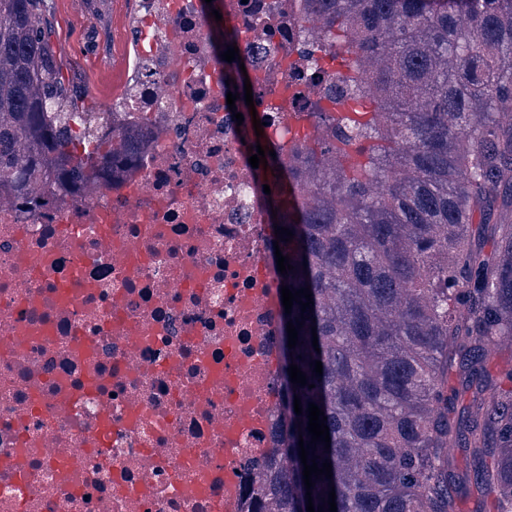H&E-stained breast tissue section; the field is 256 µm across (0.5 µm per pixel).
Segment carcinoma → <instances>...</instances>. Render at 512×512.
Wrapping results in <instances>:
<instances>
[{
    "label": "carcinoma",
    "mask_w": 512,
    "mask_h": 512,
    "mask_svg": "<svg viewBox=\"0 0 512 512\" xmlns=\"http://www.w3.org/2000/svg\"><path fill=\"white\" fill-rule=\"evenodd\" d=\"M43 3L0 0V200L32 206L105 183L114 151L138 143L113 112L75 138L85 113ZM298 36L320 52L309 68L341 60L342 93L318 94L288 175L277 158L266 169L280 183L270 223L294 234L281 285L310 287L313 304L280 314L303 325L294 348L280 338L287 446L263 512H306L310 402L331 440L308 455L332 465L312 479L325 512L331 490L337 512H457L472 483L512 512V362L489 368L512 337V0H303Z\"/></svg>",
    "instance_id": "obj_1"
}]
</instances>
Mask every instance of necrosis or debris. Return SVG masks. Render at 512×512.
<instances>
[{
	"label": "necrosis or debris",
	"instance_id": "4bbe7bcc",
	"mask_svg": "<svg viewBox=\"0 0 512 512\" xmlns=\"http://www.w3.org/2000/svg\"><path fill=\"white\" fill-rule=\"evenodd\" d=\"M299 0H214L259 78L269 148L315 90ZM216 22L140 0L147 150L97 191L0 204V512H257L286 441L269 197L236 130ZM268 304H259V296Z\"/></svg>",
	"mask_w": 512,
	"mask_h": 512
}]
</instances>
